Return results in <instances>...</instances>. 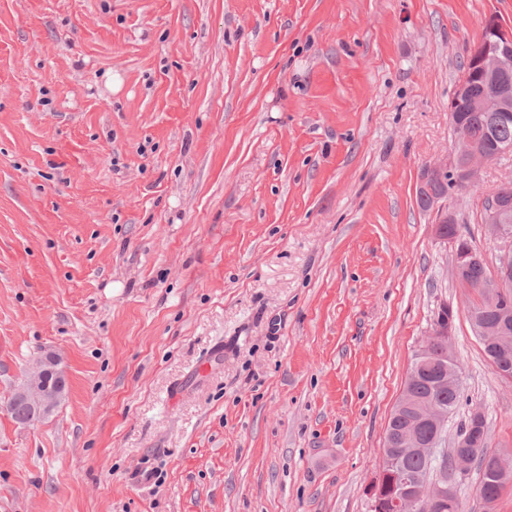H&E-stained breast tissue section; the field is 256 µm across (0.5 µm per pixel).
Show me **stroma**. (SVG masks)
<instances>
[{"instance_id":"35a3bbf8","label":"stroma","mask_w":512,"mask_h":512,"mask_svg":"<svg viewBox=\"0 0 512 512\" xmlns=\"http://www.w3.org/2000/svg\"><path fill=\"white\" fill-rule=\"evenodd\" d=\"M512 0H0V512H368L440 303L512 455V380L418 203ZM480 186L443 199L495 268ZM48 353L63 401L4 409ZM153 478H146V471Z\"/></svg>"}]
</instances>
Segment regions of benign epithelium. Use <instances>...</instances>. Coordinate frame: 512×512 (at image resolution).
<instances>
[{"instance_id":"1","label":"benign epithelium","mask_w":512,"mask_h":512,"mask_svg":"<svg viewBox=\"0 0 512 512\" xmlns=\"http://www.w3.org/2000/svg\"><path fill=\"white\" fill-rule=\"evenodd\" d=\"M483 28L490 38V48L478 56L477 61L467 70L462 81L456 86L448 102V111L474 110L493 112L499 119L512 117V101L503 93L504 87L492 81L482 92L475 95L469 91L468 82L474 78H490L502 68V59L512 55V32L504 29L493 15L483 18ZM491 159L480 147L477 137L466 127L456 128L455 146L449 157L427 167L419 187L420 195L432 207L441 200L433 194L430 181L452 175L457 189L463 190L476 185L481 178L484 163ZM512 214V200L494 197L486 216L487 233L505 241L506 246L499 256L496 271L483 286L486 302L474 301L469 306L474 334L491 355V365L498 376L512 380V366L500 361L496 352L507 348L512 337L508 336L507 323L512 319V296L501 291L503 282L512 278V226L505 223L504 215ZM453 216L447 207L436 209L434 235L443 243L453 246L452 272L455 280L473 295L478 291L464 279L465 271L474 263L482 261L481 255L471 244L450 237L449 224ZM454 310L448 303L440 304L429 334L419 346L415 359L423 362L431 346L438 342H453ZM461 381L453 349H448V361L443 365L437 383L443 387L454 386ZM38 403L48 409L54 402L57 389L45 382V374L37 371L28 382ZM392 420L403 418L406 425L400 429L388 424L387 447L389 453L381 456V464L367 486L368 512H437L438 506L448 503L455 483L469 475L474 459L467 447L474 436V430L482 427L484 413L479 407L471 408L468 418L470 429L462 430L456 436L453 449L441 447L443 435L448 426V410L422 399L413 398L402 391L390 415ZM426 424L433 434L423 438L415 427ZM420 457L434 465L432 475L410 473L405 470L406 456Z\"/></svg>"}]
</instances>
